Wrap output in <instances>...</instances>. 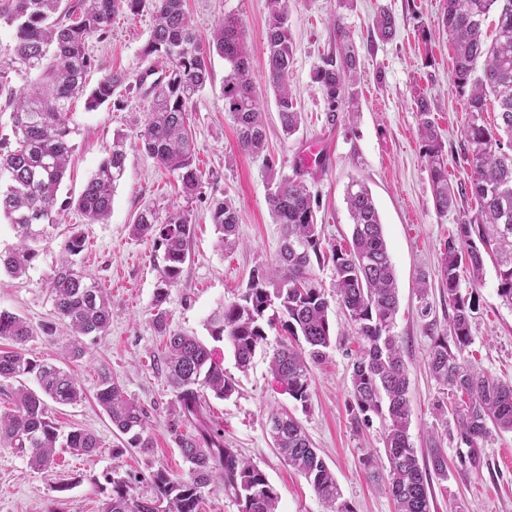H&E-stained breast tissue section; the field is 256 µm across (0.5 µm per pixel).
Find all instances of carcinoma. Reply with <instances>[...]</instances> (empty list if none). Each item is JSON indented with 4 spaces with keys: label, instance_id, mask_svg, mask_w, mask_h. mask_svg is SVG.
Here are the masks:
<instances>
[{
    "label": "carcinoma",
    "instance_id": "carcinoma-1",
    "mask_svg": "<svg viewBox=\"0 0 512 512\" xmlns=\"http://www.w3.org/2000/svg\"><path fill=\"white\" fill-rule=\"evenodd\" d=\"M61 4L62 0H0V26L14 30L11 44L0 48V93H7L12 132L10 137H0V215L12 224L19 240L11 252L0 254V271L16 277L26 274L38 255L36 244L64 212L73 208L89 224L106 221L114 188L124 174L127 135L121 134L112 138L111 148L79 197L58 200L74 150L73 100L84 96L86 108L93 110L115 95L118 99L112 101L118 106L133 93L149 97L146 118L134 130L135 143L176 178L186 197H197L204 174L197 165L187 112L210 82L211 54L216 53L228 66L222 89L224 111L236 126L241 149L255 158L264 156L266 149V126L239 18L219 20L212 41L203 44L184 0H71L65 8ZM146 8L152 9L154 24L144 53L165 64L162 75L150 82L153 69L134 79L111 69L96 87L87 89L86 77L97 67L88 42L107 40L115 16H136ZM266 9V77L276 94L281 130L289 138L299 129L302 113L288 89L293 63L288 0H266ZM492 12L497 13L496 36L489 43L483 23ZM443 23L454 48L453 85L466 98L469 190L478 209L475 216L460 220L444 246L441 279L454 313L450 336L434 339L428 368L459 398L455 411L460 440L471 449L474 461L490 428L512 431V383L488 375L465 356L476 301L459 292L461 273L479 272L484 255L491 253L498 263V295L512 305V0H446ZM334 27L339 61L317 69L314 81L330 111L342 106L356 112V53L337 18ZM16 77L24 79L18 89L13 87ZM490 98L497 104L492 126L484 118ZM416 105L417 135L423 143L434 206L446 215L456 207V194L448 183V155L430 118L429 99L420 94ZM269 185L270 210L275 223L282 226L278 258L271 266L254 269L244 290L213 314L210 336L228 341L238 369L245 372L267 339L266 328L281 324L291 341L272 350L270 371L293 400L308 407L311 368L326 358L332 342L330 300L317 284L313 266L331 260L336 302L359 347L351 375L350 425L359 430L373 414L382 419L386 479L395 512H430L431 479H447L448 462L438 437L431 438L423 464L410 440V381L399 339L392 332L398 289L372 194L359 182L347 187L351 243L347 248L332 244L325 251L304 180L273 178ZM210 217L222 250L238 248V214L232 200L213 202ZM129 228L134 237L152 241L155 250L162 252L154 295L155 326L166 337V367L176 416L172 431L189 471L185 478H174L165 469L155 471L151 481L160 494L155 500L139 498L128 482L114 480L102 512H201L203 490L211 484L222 486L238 502L240 512H276L278 489L257 465L224 447V433L207 413L206 394L226 399L237 391V381L224 374L222 363L205 343L167 329L168 313L162 305L190 256V211L176 208L163 213L147 206ZM84 247L82 232L71 231L61 260L45 284L59 319L73 335L102 336L112 321V300L97 280L75 267L74 257ZM35 335L23 318L0 311V339L15 344L12 350H0V382L32 376L39 387L37 391L17 389L12 407L0 413V445L29 456L31 466L48 471L56 449L91 456L100 443L81 428L62 436L48 419L46 400L75 404L83 392L69 371L29 356L24 345ZM96 399L112 426L129 436L131 447L143 452L153 448V439L146 434V412L127 399L112 378H102ZM269 421L274 447L289 467L306 478L330 512H354L342 500L333 473L300 421L286 410L271 413ZM182 426L187 431H180Z\"/></svg>",
    "mask_w": 512,
    "mask_h": 512
}]
</instances>
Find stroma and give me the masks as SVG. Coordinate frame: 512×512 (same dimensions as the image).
Segmentation results:
<instances>
[{
    "label": "stroma",
    "instance_id": "obj_1",
    "mask_svg": "<svg viewBox=\"0 0 512 512\" xmlns=\"http://www.w3.org/2000/svg\"><path fill=\"white\" fill-rule=\"evenodd\" d=\"M445 0H353L338 8L336 0H289L288 24L293 38L290 85L303 114L299 131L283 138L275 97L266 83L267 9L265 0H186L193 26L210 40L218 19L242 20L250 63L265 112L267 159L245 154L237 143L234 123L224 111L222 87L225 64L212 56V81L195 97L189 122L205 174L202 193L188 200L176 179L161 169L141 148L127 151L125 172L116 186L107 223L86 224L69 212L63 224L51 229L37 245L39 255L26 276L0 274V310L27 320L36 335L26 345L30 354L70 370L84 391L74 405L48 403V415L60 432L83 428L100 441L96 455L87 457L61 448L52 472L34 470L27 456L0 446V512H100L112 493L114 480L131 482L136 493L153 498L157 490L150 476L158 469L184 477L188 465L181 456L171 423L173 398L162 362L164 338L153 318L157 272L151 241L133 238L134 214L147 205L160 210L188 208L194 223L190 258L164 304L172 331L210 343L224 372L238 382L227 399L208 397L210 414L224 430V444L256 464L281 495L278 512H327L325 503L306 479L294 472L272 446L268 415L286 409L296 415L318 454L334 472L342 497L355 512H394L382 481L365 472V450L383 451L384 424L373 419L353 430L348 407L356 341L339 309L330 319L335 335L326 361L312 370L311 401L301 408L275 382L269 355L285 338L270 330L257 349L247 373H240L231 347L213 341L208 320L224 303L245 288L251 271L274 263L281 244L268 203L270 174L284 177L302 171L315 199L314 209L323 245L342 243L351 235V219L344 202L347 186L360 181L376 203L399 288V310L393 327L403 348L410 374V437L418 458H425L430 434H439L448 458L446 480H433L432 512H455L466 505L471 512H512V432H492L478 452L460 440L456 415L435 416L438 403L453 404L448 389L427 368L436 336L446 333L454 310L439 277L444 244L463 216L477 205L464 194L469 165L464 136L465 101L451 82L453 47L441 25ZM395 18L393 36L384 40L373 28L380 10ZM340 18L359 51L357 91L359 112H330L315 71L337 59L333 18ZM151 12L117 17L112 35L90 41L97 67L87 77L95 86L108 70L138 75L153 66L142 49L148 41ZM432 98V118L448 154V182L457 190L458 206L440 216L433 204L429 174L417 137L419 115L414 97ZM146 98L127 97L123 106L103 105L86 110L83 100L73 104L75 146L60 198H75L97 169L116 132L133 133L145 119ZM232 198L239 213L241 247L222 251L210 222L213 200ZM81 225L86 247L76 263L110 294L115 307L105 335L84 337L85 352L72 360L64 356L67 343L45 286L47 275L61 257L72 225ZM428 290L419 293V280ZM462 295H475L471 344L466 351L476 367L512 381V306L498 295L493 258H485L479 273H462ZM53 335H43V328ZM111 375L125 396L145 409L149 452L128 447L126 438L96 401L103 375Z\"/></svg>",
    "mask_w": 512,
    "mask_h": 512
}]
</instances>
